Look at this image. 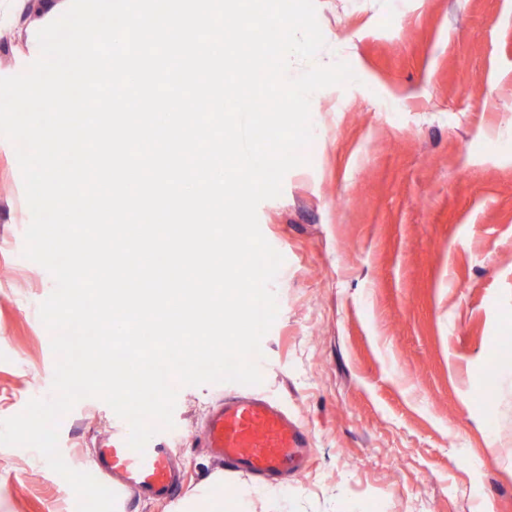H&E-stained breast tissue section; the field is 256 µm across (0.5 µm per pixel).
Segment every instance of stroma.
I'll return each instance as SVG.
<instances>
[{
	"label": "stroma",
	"instance_id": "stroma-1",
	"mask_svg": "<svg viewBox=\"0 0 512 512\" xmlns=\"http://www.w3.org/2000/svg\"><path fill=\"white\" fill-rule=\"evenodd\" d=\"M325 51L354 82L316 92L313 140L262 234L284 263L261 342L264 393L310 432L294 478L236 475L202 446L223 382L180 388L184 494L221 479L250 512H512V0H315ZM0 77L39 55L15 15ZM31 221L0 138V420L53 396L40 304L55 282L23 255ZM493 384L490 397L477 391ZM117 416L84 398L59 420L72 469ZM0 512H77L45 458L0 445Z\"/></svg>",
	"mask_w": 512,
	"mask_h": 512
}]
</instances>
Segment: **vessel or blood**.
Instances as JSON below:
<instances>
[{
    "label": "vessel or blood",
    "mask_w": 512,
    "mask_h": 512,
    "mask_svg": "<svg viewBox=\"0 0 512 512\" xmlns=\"http://www.w3.org/2000/svg\"><path fill=\"white\" fill-rule=\"evenodd\" d=\"M128 435L123 428L106 439L93 453L89 473L119 496L173 499L185 476L176 464L169 431L154 434L141 453L128 446ZM202 443L235 474L286 475L305 462L309 433L255 391L224 398L213 406L202 426Z\"/></svg>",
    "instance_id": "vessel-or-blood-1"
}]
</instances>
